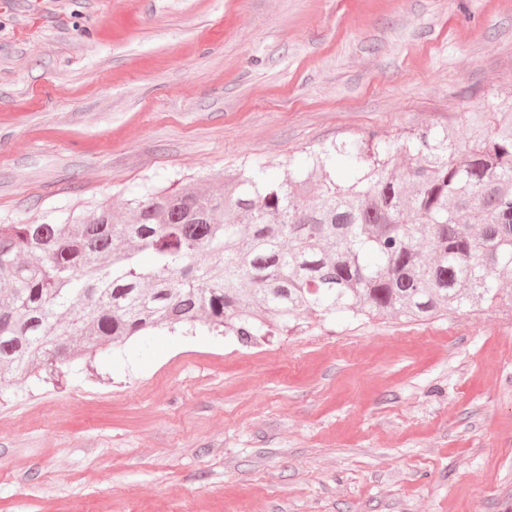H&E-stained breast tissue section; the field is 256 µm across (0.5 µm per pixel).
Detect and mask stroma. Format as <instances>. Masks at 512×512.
Masks as SVG:
<instances>
[{
	"label": "stroma",
	"mask_w": 512,
	"mask_h": 512,
	"mask_svg": "<svg viewBox=\"0 0 512 512\" xmlns=\"http://www.w3.org/2000/svg\"><path fill=\"white\" fill-rule=\"evenodd\" d=\"M512 104V0H0V223ZM0 512H512V314L164 330L0 380Z\"/></svg>",
	"instance_id": "stroma-1"
}]
</instances>
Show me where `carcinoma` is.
<instances>
[{"instance_id":"carcinoma-1","label":"carcinoma","mask_w":512,"mask_h":512,"mask_svg":"<svg viewBox=\"0 0 512 512\" xmlns=\"http://www.w3.org/2000/svg\"><path fill=\"white\" fill-rule=\"evenodd\" d=\"M473 129L322 147L303 179L249 167L216 190L147 187L124 217L0 224V377L164 328L250 345L305 315L512 309V111ZM338 157L362 168L353 183Z\"/></svg>"}]
</instances>
